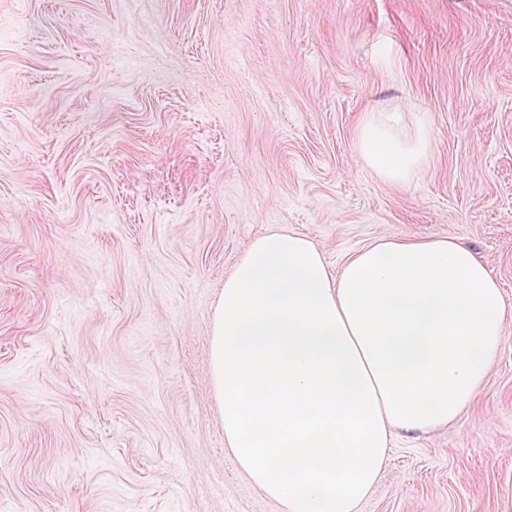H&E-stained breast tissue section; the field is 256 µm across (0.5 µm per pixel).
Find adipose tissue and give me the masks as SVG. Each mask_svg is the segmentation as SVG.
Here are the masks:
<instances>
[{
	"label": "adipose tissue",
	"instance_id": "obj_1",
	"mask_svg": "<svg viewBox=\"0 0 512 512\" xmlns=\"http://www.w3.org/2000/svg\"><path fill=\"white\" fill-rule=\"evenodd\" d=\"M359 154L402 185L430 157L423 113H364ZM512 304L453 237L384 238L328 268L306 235L253 241L213 308L224 445L284 512H356L393 430L456 421L487 380Z\"/></svg>",
	"mask_w": 512,
	"mask_h": 512
}]
</instances>
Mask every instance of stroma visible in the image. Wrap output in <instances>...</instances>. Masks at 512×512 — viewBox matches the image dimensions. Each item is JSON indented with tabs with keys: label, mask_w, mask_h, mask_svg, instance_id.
<instances>
[{
	"label": "stroma",
	"mask_w": 512,
	"mask_h": 512,
	"mask_svg": "<svg viewBox=\"0 0 512 512\" xmlns=\"http://www.w3.org/2000/svg\"><path fill=\"white\" fill-rule=\"evenodd\" d=\"M426 113L404 187L363 113ZM452 236L512 303V0H0V512H282L224 446L213 306L259 236ZM357 512H512V332Z\"/></svg>",
	"instance_id": "35a3bbf8"
}]
</instances>
